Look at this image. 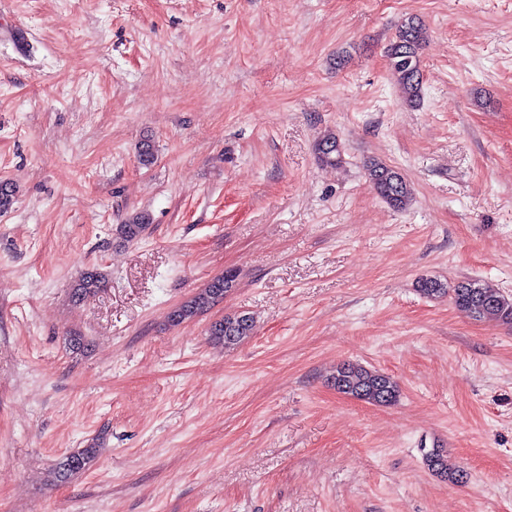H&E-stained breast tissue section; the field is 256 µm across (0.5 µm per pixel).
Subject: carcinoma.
<instances>
[{
	"instance_id": "1",
	"label": "carcinoma",
	"mask_w": 512,
	"mask_h": 512,
	"mask_svg": "<svg viewBox=\"0 0 512 512\" xmlns=\"http://www.w3.org/2000/svg\"><path fill=\"white\" fill-rule=\"evenodd\" d=\"M426 40V28L411 17L398 28L386 49L388 64L402 102L411 108L420 106L423 99L420 56ZM314 149L318 161L323 165L336 167L343 163L342 143L331 132L320 136ZM365 172L376 195L384 203L397 211H404L410 206L414 190L402 173L375 159L366 164ZM15 194L16 188L12 183L0 181V213L11 209ZM149 224L151 217L148 213H136L120 225V234L128 242L136 241ZM237 278L235 271L214 278L190 300L171 311L170 322L180 325L208 310L235 287ZM103 287L105 278L97 270L91 269L84 273L73 288V297L79 301ZM416 288L430 299L450 298L460 312L476 320L493 318L512 323V299L474 280L446 284L435 277H422L416 282ZM252 324L253 319L248 314L228 315L212 323L208 333L211 338L224 342V347L230 348L250 335ZM331 383L338 392L371 404L391 405L400 397V388L394 378L361 365L348 363L339 367ZM97 452V446L92 445L70 453L59 463L54 472L55 480L65 483L84 471L95 459ZM424 461L429 470L447 481L457 483L462 478L460 470L448 465V456L441 449L434 448L426 452Z\"/></svg>"
}]
</instances>
